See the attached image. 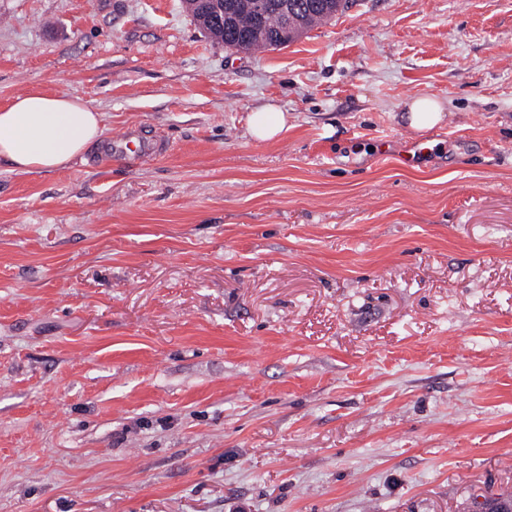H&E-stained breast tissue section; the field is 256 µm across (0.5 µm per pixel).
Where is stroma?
Wrapping results in <instances>:
<instances>
[{"instance_id": "35a3bbf8", "label": "stroma", "mask_w": 512, "mask_h": 512, "mask_svg": "<svg viewBox=\"0 0 512 512\" xmlns=\"http://www.w3.org/2000/svg\"><path fill=\"white\" fill-rule=\"evenodd\" d=\"M182 2L0 0V104L75 94L169 143L0 161V512L512 493V0H354L251 55ZM406 119L411 129L423 132L434 128L445 118V101L436 96L421 95L406 104ZM288 117L275 104L269 103L257 112H253L249 120V134L259 141H272L286 129Z\"/></svg>"}]
</instances>
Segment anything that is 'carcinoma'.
Returning a JSON list of instances; mask_svg holds the SVG:
<instances>
[{"label": "carcinoma", "mask_w": 512, "mask_h": 512, "mask_svg": "<svg viewBox=\"0 0 512 512\" xmlns=\"http://www.w3.org/2000/svg\"><path fill=\"white\" fill-rule=\"evenodd\" d=\"M196 25L238 52L286 46L305 31L345 12L350 0H224V19L214 20L208 0H185ZM288 5L284 20L282 5Z\"/></svg>", "instance_id": "carcinoma-1"}]
</instances>
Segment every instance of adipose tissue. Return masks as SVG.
<instances>
[{
    "mask_svg": "<svg viewBox=\"0 0 512 512\" xmlns=\"http://www.w3.org/2000/svg\"><path fill=\"white\" fill-rule=\"evenodd\" d=\"M104 132L103 113L78 95L34 87L0 105V159L19 173L67 168Z\"/></svg>",
    "mask_w": 512,
    "mask_h": 512,
    "instance_id": "1",
    "label": "adipose tissue"
}]
</instances>
